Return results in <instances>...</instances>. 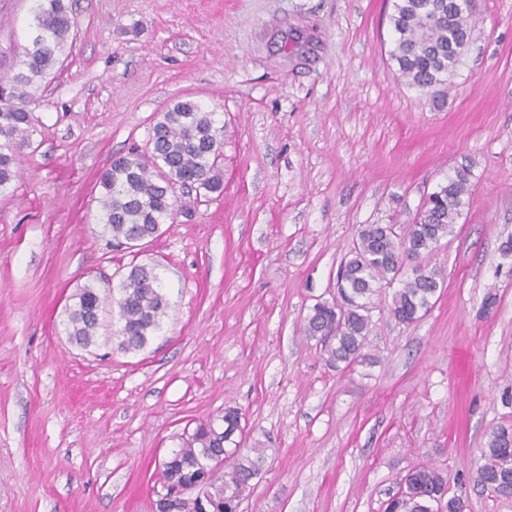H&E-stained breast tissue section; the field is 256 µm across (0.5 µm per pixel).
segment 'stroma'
I'll list each match as a JSON object with an SVG mask.
<instances>
[{"label":"stroma","instance_id":"35a3bbf8","mask_svg":"<svg viewBox=\"0 0 512 512\" xmlns=\"http://www.w3.org/2000/svg\"><path fill=\"white\" fill-rule=\"evenodd\" d=\"M474 4L437 101L389 56L391 0H73V46L0 195V512H153L182 433L229 406L265 451L244 512H383L419 464L466 512H512L474 481L491 432L512 430V0ZM31 7L0 0V75ZM181 98L225 126L224 192L177 189L159 237L115 246L95 221L100 175L147 151ZM463 166L470 206L424 258L440 298L401 324L383 289L376 364L330 367L302 327L357 227H408ZM135 264L165 285L157 335L118 349L106 309L95 345L71 343L77 290Z\"/></svg>","mask_w":512,"mask_h":512}]
</instances>
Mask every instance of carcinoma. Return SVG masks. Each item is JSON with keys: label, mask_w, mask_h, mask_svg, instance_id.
<instances>
[{"label": "carcinoma", "mask_w": 512, "mask_h": 512, "mask_svg": "<svg viewBox=\"0 0 512 512\" xmlns=\"http://www.w3.org/2000/svg\"><path fill=\"white\" fill-rule=\"evenodd\" d=\"M472 18V8L460 0H393L390 58L409 86L433 95L447 88L448 77L469 48ZM74 28L72 0H34L28 45L18 71L0 75L1 195L17 178L18 157L31 146L36 85L71 47ZM223 141L224 126L217 112L194 100L181 99L167 107L151 128L149 153L131 150L102 171L98 223L104 233L119 245L142 246L173 219L176 187L223 192ZM469 176L470 169L464 166L438 184L423 199L406 234L392 224L357 228L341 262L336 297L316 303L304 320V335L324 344L329 364L347 369L369 359L364 349L373 327V298L382 288L398 284L389 312L402 324L420 320L432 308L444 273L419 259L454 233L470 205ZM410 257L416 259V268L408 274L403 267ZM115 304L121 322L119 348H145L169 309L156 268L131 267L118 286ZM103 307L95 284L78 289L68 308L70 341L83 347L95 343ZM241 419V411L229 406L222 425L199 422L163 463V483L197 488L196 495L179 501L176 512H240L264 461V449L240 447ZM220 457L224 479L210 482L205 470ZM481 460L475 476L478 485L496 489L507 480L512 488L511 432H492L481 449ZM385 512H464V504L460 497L448 496L446 479L438 469L418 465L402 477Z\"/></svg>", "instance_id": "cac0c4a2"}]
</instances>
